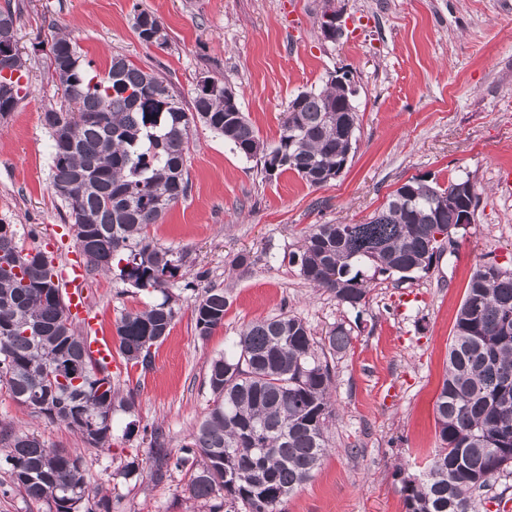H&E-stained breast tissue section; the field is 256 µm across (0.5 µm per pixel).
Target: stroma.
<instances>
[{
	"mask_svg": "<svg viewBox=\"0 0 512 512\" xmlns=\"http://www.w3.org/2000/svg\"><path fill=\"white\" fill-rule=\"evenodd\" d=\"M326 0H0L16 11L27 60L26 97L0 120V224L62 266L76 246L50 186V138L42 112L59 101L49 46L66 32L90 72L113 55L165 76L184 97L213 78L235 88L242 112L267 143L279 138L298 93L349 72L356 88V142L344 171L321 187L294 172L266 174L207 127L191 129V187L148 233L182 254L169 289L179 309L150 369L115 355L110 370L132 412L113 416L110 447L97 450L61 424L47 423L0 392V428L36 433L81 458L89 493L112 512H209L186 490L187 472L150 477L151 433L179 451L212 400L209 362L250 323L286 312L314 336L350 325L351 348L332 362L335 411L330 452L314 477L278 512H405L402 480L421 471L440 442L435 401L445 374L455 316L474 268H512V0H335L344 35L324 39ZM153 12L165 46L142 43L136 12ZM469 177L478 195L472 224L429 271L403 283L378 274L361 312L315 290L291 263L316 224H360L407 180L446 184ZM244 264H237V257ZM223 289V326L199 336L192 318L203 288ZM99 330L115 338L121 312L157 300L117 274L87 276Z\"/></svg>",
	"mask_w": 512,
	"mask_h": 512,
	"instance_id": "obj_1",
	"label": "stroma"
}]
</instances>
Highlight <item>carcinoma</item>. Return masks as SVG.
I'll use <instances>...</instances> for the list:
<instances>
[{
	"label": "carcinoma",
	"instance_id": "carcinoma-1",
	"mask_svg": "<svg viewBox=\"0 0 512 512\" xmlns=\"http://www.w3.org/2000/svg\"><path fill=\"white\" fill-rule=\"evenodd\" d=\"M133 29L159 47L167 34L158 18L140 10ZM51 67L61 103L43 112L51 138V187L66 208L88 273L119 271L137 290L161 300L116 321L118 349L144 370L138 354L169 336L178 308L168 291L184 256L153 242L148 227L186 196L191 125L200 122L237 152L263 162L267 174L292 171L323 186L349 158L357 112L347 111L345 88L324 87L291 99L273 147L260 139L242 112L224 99V83L211 94L182 95L165 77L112 56L104 75H92L66 34L54 37ZM22 53L0 51V86L9 110L27 95L11 75L26 74ZM469 178L443 188L412 178L382 210L361 224H317L292 260L309 284L353 311L366 305V271L401 280L427 272L440 253L438 232L450 239L461 215L476 208ZM52 261L18 246L15 231L0 224V387L50 423H63L91 447L107 450L112 415L130 412L112 377L84 352ZM228 299L206 288L194 305L195 327L208 336L224 324ZM351 329L337 324L316 339L300 318L282 313L248 325L224 354L211 360L212 404L175 458L154 433L151 477L170 468L190 473V497L209 512H277L309 481L328 452L332 418L329 358L346 351ZM84 367L83 381L61 380L55 369ZM438 453L418 476L402 480L406 512H478L479 492L512 474V269L486 262L474 271L458 310L448 367L435 402ZM11 484L46 505V512H111L108 497L89 503L82 460L49 448L34 433L1 431Z\"/></svg>",
	"mask_w": 512,
	"mask_h": 512
}]
</instances>
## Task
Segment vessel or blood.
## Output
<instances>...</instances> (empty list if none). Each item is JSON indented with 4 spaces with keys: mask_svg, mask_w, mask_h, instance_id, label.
Listing matches in <instances>:
<instances>
[{
    "mask_svg": "<svg viewBox=\"0 0 512 512\" xmlns=\"http://www.w3.org/2000/svg\"><path fill=\"white\" fill-rule=\"evenodd\" d=\"M59 284L74 315L81 319L86 331L85 347L89 355L104 367L112 365V344L98 330L97 317L92 313L84 289V275L77 257H69L59 274Z\"/></svg>",
    "mask_w": 512,
    "mask_h": 512,
    "instance_id": "obj_1",
    "label": "vessel or blood"
}]
</instances>
